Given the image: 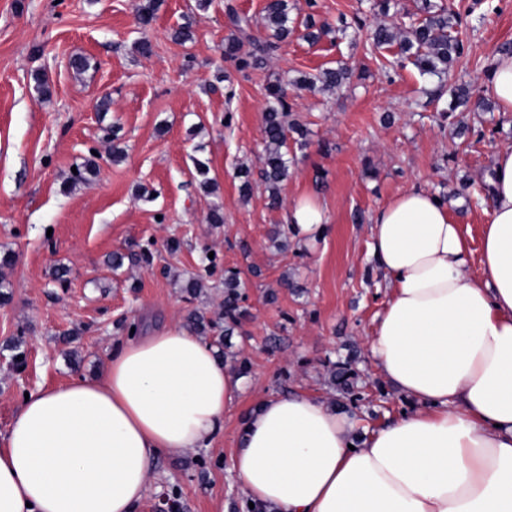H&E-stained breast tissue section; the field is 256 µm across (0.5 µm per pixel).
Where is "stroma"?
I'll list each match as a JSON object with an SVG mask.
<instances>
[{
	"mask_svg": "<svg viewBox=\"0 0 512 512\" xmlns=\"http://www.w3.org/2000/svg\"><path fill=\"white\" fill-rule=\"evenodd\" d=\"M139 0H0V437L26 392L75 377L95 378L115 342L131 334L187 327L194 309L216 314L224 273H239L247 316L220 360L247 358V387L212 444L153 465L138 512H158L176 492L180 512H241L232 470L238 427L269 394L302 390L356 415L376 430L401 406L368 348L388 283L370 250L377 209L419 185L445 198L479 245L487 217L469 204L493 156L512 145V112H458L441 117L447 100L430 95L438 78L407 66L386 76L398 45L372 48L376 23L424 18L425 0H289L293 33L261 69L237 71L222 49L233 33L226 4L261 18L267 0H163L148 27L136 20ZM458 13L471 51L452 69L456 82L487 96V71L512 42V0H440ZM332 34L303 39L307 20ZM191 41L175 42L179 26ZM151 45L138 52L139 42ZM92 59L75 75L70 60ZM356 73L351 87L301 90L291 96L306 137L289 134L290 173L282 203L269 205L261 182L265 88L340 65ZM45 75L50 97L35 90ZM108 111H100L103 95ZM116 127L125 156L113 160L102 142ZM94 158L88 182L64 188L73 166ZM218 184L198 187L197 162ZM316 199L325 216L321 238L289 239L278 250L269 235L289 205ZM224 221L210 223L214 204ZM178 240L170 251V240ZM150 247V262L139 261ZM215 270L197 296L182 289L207 253ZM26 353L23 369L10 359ZM352 361L359 401L330 384L333 363Z\"/></svg>",
	"mask_w": 512,
	"mask_h": 512,
	"instance_id": "1",
	"label": "stroma"
}]
</instances>
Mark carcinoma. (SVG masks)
Masks as SVG:
<instances>
[{
	"instance_id": "1",
	"label": "carcinoma",
	"mask_w": 512,
	"mask_h": 512,
	"mask_svg": "<svg viewBox=\"0 0 512 512\" xmlns=\"http://www.w3.org/2000/svg\"><path fill=\"white\" fill-rule=\"evenodd\" d=\"M158 9L157 0H144L137 6V19L143 26H148L155 18ZM262 25L273 32V38L278 41L288 38L294 28L290 26L288 0H267ZM461 20L458 15L445 9L428 12V15L405 28L379 23L370 34L372 44L376 47L399 43L400 56L398 65L405 66L409 61L421 73L441 75L446 74L453 61L460 59L466 49V44L460 36L457 27ZM243 42L232 38L224 45L223 56L235 62L239 71L263 67L269 54L275 48L274 43L255 44L246 52L242 51ZM352 73L345 67L327 68L316 75L304 73L289 81V85L297 89L342 88L350 84ZM268 106L264 113V149L260 178L267 185L271 203L280 204V185L288 175V158H286L285 125L290 115L288 93L281 82L267 87ZM450 100L448 111L455 112L466 108L471 103V89L467 84H458L449 89ZM243 283L238 273H224V303L222 317L224 332L215 337L214 343L221 345L224 337L233 335L240 325L246 310L241 303L246 300L242 291ZM332 382L336 388L345 394L353 392L357 377L350 362L333 364L330 371Z\"/></svg>"
}]
</instances>
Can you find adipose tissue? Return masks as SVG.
I'll use <instances>...</instances> for the list:
<instances>
[{"instance_id":"ef3b65f1","label":"adipose tissue","mask_w":512,"mask_h":512,"mask_svg":"<svg viewBox=\"0 0 512 512\" xmlns=\"http://www.w3.org/2000/svg\"><path fill=\"white\" fill-rule=\"evenodd\" d=\"M486 180L480 276L467 231L426 189L373 218L391 293L370 352L411 409L361 435L322 397L262 398L232 453L246 501L262 512H512V146ZM287 222L306 243L324 214L301 197ZM244 389L187 329L120 343L100 377L22 402L0 441V512H137L153 462L209 446Z\"/></svg>"}]
</instances>
